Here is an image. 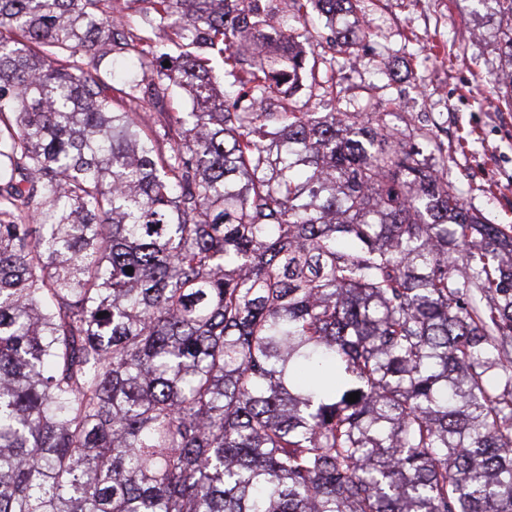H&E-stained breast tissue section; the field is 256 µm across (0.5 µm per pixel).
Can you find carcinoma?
Masks as SVG:
<instances>
[{
  "label": "carcinoma",
  "mask_w": 512,
  "mask_h": 512,
  "mask_svg": "<svg viewBox=\"0 0 512 512\" xmlns=\"http://www.w3.org/2000/svg\"><path fill=\"white\" fill-rule=\"evenodd\" d=\"M126 2L0 0V512H512V225L281 89L338 0Z\"/></svg>",
  "instance_id": "cac0c4a2"
}]
</instances>
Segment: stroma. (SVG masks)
I'll return each instance as SVG.
<instances>
[{"mask_svg": "<svg viewBox=\"0 0 512 512\" xmlns=\"http://www.w3.org/2000/svg\"><path fill=\"white\" fill-rule=\"evenodd\" d=\"M341 23L369 33L350 50L322 39L339 102L388 113L395 132L425 123L448 147V178L487 222L512 225V108L500 101L498 35L512 24L494 0H360ZM390 66L397 75L386 82Z\"/></svg>", "mask_w": 512, "mask_h": 512, "instance_id": "35a3bbf8", "label": "stroma"}]
</instances>
